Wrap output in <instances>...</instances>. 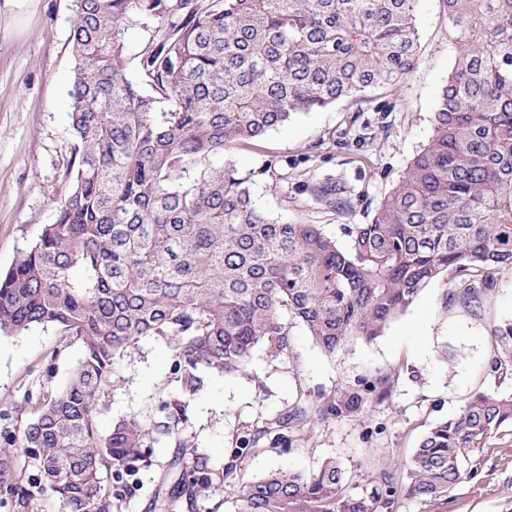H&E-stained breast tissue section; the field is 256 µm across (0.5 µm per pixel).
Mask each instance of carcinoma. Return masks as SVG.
<instances>
[{
	"label": "carcinoma",
	"instance_id": "1",
	"mask_svg": "<svg viewBox=\"0 0 512 512\" xmlns=\"http://www.w3.org/2000/svg\"><path fill=\"white\" fill-rule=\"evenodd\" d=\"M416 2L72 0L71 188L0 275V334L53 327L83 353L61 389L24 395L16 408L29 417L0 433V503L11 512H42L47 491L62 512H123L103 474H137L161 438L177 452L155 504L174 495L192 509L221 482L179 432L200 369L244 374L258 348L287 353L292 323L328 354L370 343L443 274L456 284L444 308L474 311L512 270V0H444L457 55L431 139L368 223L343 225L346 246L319 224L272 218L248 178L214 165L299 112L408 76L419 64ZM150 20L135 81L125 37ZM146 337L168 347L183 399L103 434L114 370ZM491 339V375L512 376V322ZM384 383L341 390L313 412L297 405L275 425L358 410ZM506 422L512 394L478 390L403 461L405 485L386 468L348 493L329 458L247 482L234 512H391L402 498L441 497Z\"/></svg>",
	"mask_w": 512,
	"mask_h": 512
}]
</instances>
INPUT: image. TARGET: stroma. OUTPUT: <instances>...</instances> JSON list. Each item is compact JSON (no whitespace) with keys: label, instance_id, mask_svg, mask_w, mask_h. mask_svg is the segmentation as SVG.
Wrapping results in <instances>:
<instances>
[{"label":"stroma","instance_id":"stroma-1","mask_svg":"<svg viewBox=\"0 0 512 512\" xmlns=\"http://www.w3.org/2000/svg\"><path fill=\"white\" fill-rule=\"evenodd\" d=\"M71 8L72 0H0V273L54 222L67 192ZM416 26L421 58L398 85L296 114L262 141L227 152L250 177L258 208L291 223L322 225L341 244L343 225L372 218L430 139L438 94L456 56L444 0H419ZM327 182L341 189L345 209H329L312 194V187ZM451 286L446 277L432 281L372 343L354 340L329 355L296 325L292 352L272 358L257 350L244 375L202 372L182 434L219 472L238 440L285 418L294 406L317 408L334 392L382 374L390 394L358 412L307 424L288 443L264 438L193 512H231L242 484L277 469L309 472L328 457L345 469L347 489L364 487L382 467L408 457L422 435L457 413L475 390L511 393L512 379L495 381L488 366L494 327L512 321V271L499 274L474 314L444 309ZM58 343L50 328L0 335V431L19 424L15 405L24 395L42 398L68 380L82 350L74 344L55 358ZM181 392L166 345L143 339L117 365L99 426L109 429L133 412L156 416ZM174 452L162 443L138 474L109 476L126 512H155L154 479ZM464 468L446 496L403 499L393 512H512V425H502L472 451Z\"/></svg>","mask_w":512,"mask_h":512}]
</instances>
